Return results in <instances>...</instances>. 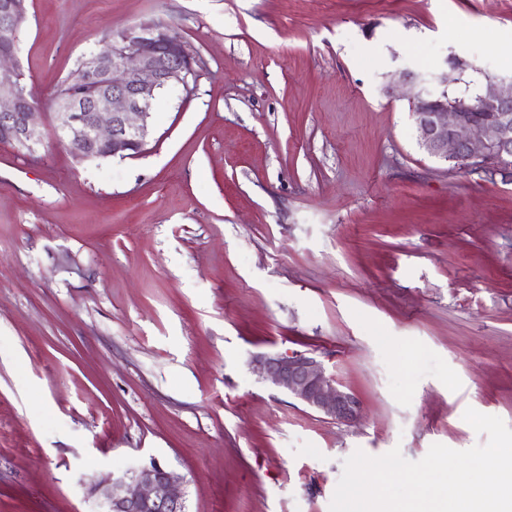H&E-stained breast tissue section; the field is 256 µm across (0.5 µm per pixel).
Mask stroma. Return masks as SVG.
Returning a JSON list of instances; mask_svg holds the SVG:
<instances>
[{
    "instance_id": "obj_1",
    "label": "stroma",
    "mask_w": 512,
    "mask_h": 512,
    "mask_svg": "<svg viewBox=\"0 0 512 512\" xmlns=\"http://www.w3.org/2000/svg\"><path fill=\"white\" fill-rule=\"evenodd\" d=\"M16 66L51 101L106 32L176 29L196 90L147 149L0 143V512H96L150 459L187 512H329L355 451L512 427V182L427 155L398 67L501 75L512 0H27ZM303 353L340 422L254 370Z\"/></svg>"
}]
</instances>
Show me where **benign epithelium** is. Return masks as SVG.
I'll use <instances>...</instances> for the list:
<instances>
[{"mask_svg": "<svg viewBox=\"0 0 512 512\" xmlns=\"http://www.w3.org/2000/svg\"><path fill=\"white\" fill-rule=\"evenodd\" d=\"M24 17L22 0H0V23L10 27ZM476 65L460 57L432 80L407 68L388 73L390 89L402 88L412 110L420 143L428 155L474 167L493 164L495 174L512 180V75L480 71L478 102L448 100V87ZM104 81L86 98L70 99L52 113L55 138L81 159L104 155L128 157L146 150L151 109L171 86L195 90L194 71L183 47L162 31L125 35L124 45L107 67L105 54L84 57L72 78ZM46 112L23 105L19 84L0 78V132L12 143L32 149L40 142L37 127ZM262 378L304 405L338 421L355 419L360 404L354 394L333 384L320 361L302 353L261 354L253 358ZM181 477L153 459L131 473L92 482L89 494L102 499L105 512H186Z\"/></svg>", "mask_w": 512, "mask_h": 512, "instance_id": "benign-epithelium-1", "label": "benign epithelium"}]
</instances>
